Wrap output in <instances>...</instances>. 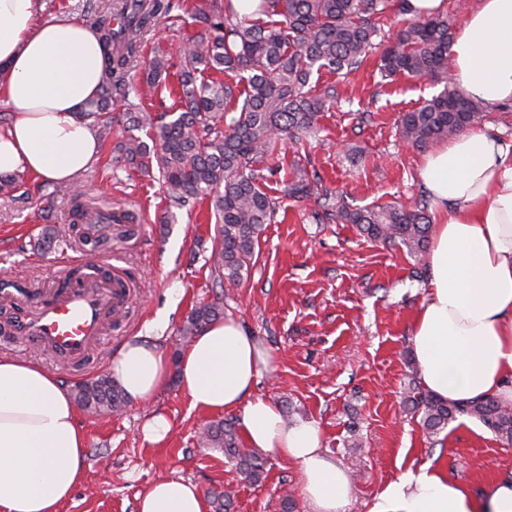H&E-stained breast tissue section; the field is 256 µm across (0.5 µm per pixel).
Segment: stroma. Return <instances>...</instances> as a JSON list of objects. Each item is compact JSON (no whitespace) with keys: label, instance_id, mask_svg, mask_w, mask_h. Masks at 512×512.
<instances>
[{"label":"stroma","instance_id":"35a3bbf8","mask_svg":"<svg viewBox=\"0 0 512 512\" xmlns=\"http://www.w3.org/2000/svg\"><path fill=\"white\" fill-rule=\"evenodd\" d=\"M319 86L335 85L336 100L303 146L282 144L279 169L267 185L278 191L294 169L319 172L329 189L357 207L408 205L423 195L419 168L424 153L404 143L400 117L437 94L428 78L383 79L375 61L340 77L321 71ZM14 197H0V274L44 289L57 285L56 263L78 256L84 239L73 218L75 188L20 174ZM95 202L134 214L126 237L97 230L91 257L122 254L134 278L126 306L113 313L92 365L63 364L48 353L0 338V354L30 361L65 385L107 373L112 355L129 339L151 338L177 363L186 349L178 330L192 307L223 299L273 353L276 369L257 394L278 403L288 420L316 421L322 445L350 476L346 512H367L380 489L408 468L443 466L449 477L477 490L512 473V446L472 419H461L426 438L405 402L411 375L412 319L426 296L427 261L403 248L360 236L353 225L319 222L314 200L279 198L275 223L265 225L246 279L216 285L208 263L215 223L205 202L171 207L161 180L130 172L112 161V144L80 177ZM52 236L51 246L42 239ZM171 423L167 441L153 445L141 427L153 414ZM86 435L85 476L61 512H136V497L152 483L184 478L201 490H232L229 512H309L300 473L274 455L260 482L251 484L215 448L199 443L208 414L191 407L177 372L149 404L127 402L117 414L77 410Z\"/></svg>","mask_w":512,"mask_h":512}]
</instances>
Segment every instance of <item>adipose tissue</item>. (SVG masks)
Here are the masks:
<instances>
[{"label":"adipose tissue","mask_w":512,"mask_h":512,"mask_svg":"<svg viewBox=\"0 0 512 512\" xmlns=\"http://www.w3.org/2000/svg\"><path fill=\"white\" fill-rule=\"evenodd\" d=\"M38 0H0V174L27 171L71 185L99 153L86 113L101 91L100 34L80 20L39 17ZM449 77L467 96L512 102V0H477L454 33ZM420 178L439 222L428 248L427 295L412 327L419 377L453 402L493 396L512 405V144L473 127L425 155ZM273 354L233 316L196 336L178 359L180 385L204 413L235 411L250 448L294 464L310 512H344L351 486L311 420L288 422L256 395ZM109 371L128 398L147 402L165 386L169 360L154 343L123 344ZM86 437L69 391L37 364L0 354V512H59L84 478ZM138 512H206L200 488L155 482ZM368 512H512V475L480 491L437 465L388 482Z\"/></svg>","instance_id":"obj_1"}]
</instances>
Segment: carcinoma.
<instances>
[{
    "label": "carcinoma",
    "instance_id": "carcinoma-1",
    "mask_svg": "<svg viewBox=\"0 0 512 512\" xmlns=\"http://www.w3.org/2000/svg\"><path fill=\"white\" fill-rule=\"evenodd\" d=\"M175 0H104L90 18L106 47L102 92L93 103L98 136L113 139L114 162L142 176L159 174L170 206L209 201L217 224L210 260L219 284L240 283L254 260L263 225L274 221L278 204L265 189L266 160L278 142L298 145L317 129L321 112L336 89L310 85L313 69L332 73L358 69L380 50L379 70L399 75L441 78L437 95L401 117L404 142L416 148L453 137L480 124L483 104L448 81L454 24L444 14L409 17V0H262L264 18L238 17L231 0H208L188 13L195 29L188 44L173 54L161 48L143 57L145 36L170 17ZM401 16L400 28L382 35L388 9ZM177 69L179 105L155 118L142 106L143 87L156 88ZM227 74L224 81L208 76ZM234 112L224 123L227 111ZM143 131L147 140L132 135ZM291 198H315L322 217L353 224L369 239L402 245L419 256L426 251L430 217L423 197L414 205L354 207L323 185L319 175L296 176L285 183ZM224 317L223 300L192 307L180 333L191 339ZM74 400L83 409L112 413L126 402L122 388L107 375L78 384ZM406 401L421 415L426 433L437 436L460 418L479 421L500 441L512 445V406L495 397L458 404L433 395L413 369ZM200 444L218 448L248 482L261 479L263 458L241 447L235 427L208 423Z\"/></svg>",
    "mask_w": 512,
    "mask_h": 512
}]
</instances>
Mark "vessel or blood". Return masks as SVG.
Segmentation results:
<instances>
[{
  "label": "vessel or blood",
  "mask_w": 512,
  "mask_h": 512,
  "mask_svg": "<svg viewBox=\"0 0 512 512\" xmlns=\"http://www.w3.org/2000/svg\"><path fill=\"white\" fill-rule=\"evenodd\" d=\"M59 279L70 287L55 291L31 311L28 289L16 278H0V302L10 305L7 335L26 346L37 345L55 360H84L104 334L107 320L125 304L128 283L105 273L101 262L72 257L62 264Z\"/></svg>",
  "instance_id": "1"
}]
</instances>
